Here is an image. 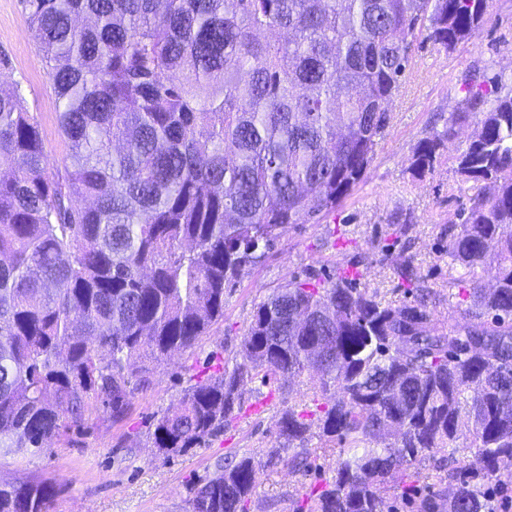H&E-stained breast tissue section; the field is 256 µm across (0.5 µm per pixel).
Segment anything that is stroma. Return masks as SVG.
Segmentation results:
<instances>
[{
	"mask_svg": "<svg viewBox=\"0 0 512 512\" xmlns=\"http://www.w3.org/2000/svg\"><path fill=\"white\" fill-rule=\"evenodd\" d=\"M487 13L489 21L476 37L452 51L417 41L413 68L365 179L335 210L288 228L265 261L226 288L223 318L193 349L147 362L145 384L121 417L93 398L80 426L25 456L0 457V480L51 484L50 512H190L191 488L228 459L243 456L257 464L246 512H296L306 495L331 481L336 453L321 448L315 429L303 447L288 450L302 455L304 466L270 461L283 443V414L314 408L320 383L310 372L266 384L254 379L246 386L247 410L224 432L185 453L156 452L154 423L173 409L191 380L209 375L212 351L223 350L225 359L234 360L257 304L305 273L359 264L362 287L397 304L407 295L396 268L410 256L425 286L437 295V324L459 319L460 284L448 272V221L465 207L474 188L459 182L448 157L419 178L412 175L410 162L417 142L442 129L470 74L494 76L500 86L512 88V0H488ZM0 87L20 90L39 122L52 174H63L69 144L58 128V100L22 0H0Z\"/></svg>",
	"mask_w": 512,
	"mask_h": 512,
	"instance_id": "obj_1",
	"label": "stroma"
}]
</instances>
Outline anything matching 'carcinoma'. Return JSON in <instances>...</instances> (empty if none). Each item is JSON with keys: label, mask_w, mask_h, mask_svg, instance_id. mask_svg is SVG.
<instances>
[{"label": "carcinoma", "mask_w": 512, "mask_h": 512, "mask_svg": "<svg viewBox=\"0 0 512 512\" xmlns=\"http://www.w3.org/2000/svg\"><path fill=\"white\" fill-rule=\"evenodd\" d=\"M70 153L49 172L36 117L0 91V455L42 448L94 394L116 417L143 359L193 348L224 318V289L288 227L363 181L425 33L446 51L486 22L487 0H24ZM475 121L463 149L459 130ZM454 149L461 180L492 185L448 224V268L495 262L499 287L464 289V322L439 327L413 261V300L384 303L358 267L291 280L255 307L239 355L211 353L152 433L164 453L224 431L262 379L320 380L317 422L288 410L281 436L317 426L336 477L307 512H384L378 486L423 451L443 455L446 512H489L512 477V90L466 82L410 171ZM383 448H369L374 438ZM472 438L473 460L448 447ZM252 457L192 489V512H245ZM44 482L0 480V512H49Z\"/></svg>", "instance_id": "1"}]
</instances>
